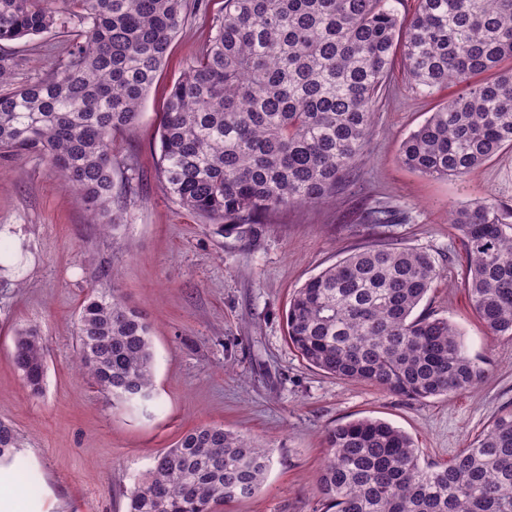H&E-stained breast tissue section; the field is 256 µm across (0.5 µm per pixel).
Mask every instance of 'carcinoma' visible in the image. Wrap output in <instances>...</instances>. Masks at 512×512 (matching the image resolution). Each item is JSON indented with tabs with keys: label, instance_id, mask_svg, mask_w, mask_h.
Wrapping results in <instances>:
<instances>
[{
	"label": "carcinoma",
	"instance_id": "1",
	"mask_svg": "<svg viewBox=\"0 0 512 512\" xmlns=\"http://www.w3.org/2000/svg\"><path fill=\"white\" fill-rule=\"evenodd\" d=\"M204 0H0V43L79 29L66 57L25 84L0 54V151L36 154L81 194L92 223L112 211V137L132 128L171 42ZM415 87L450 97L401 143L408 169L465 175L512 146V0H224L209 35L170 87L159 125L170 197L234 230L297 203H321L356 168L372 110L396 61ZM465 242L467 290L493 336H512V206L484 197L448 206ZM440 270L424 250L369 246L293 294L288 338L312 368L338 380L426 399L485 378L457 326L418 308ZM80 370L102 392L150 400L154 351L145 316L91 290L79 312ZM14 360L41 395L44 343L16 335ZM317 489L334 512H512V409L501 410L444 467L423 465L413 439L358 418L328 430ZM21 446L0 421V464ZM268 449L205 426L158 453L131 488L127 512H218L254 494Z\"/></svg>",
	"mask_w": 512,
	"mask_h": 512
}]
</instances>
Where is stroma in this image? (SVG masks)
<instances>
[{"instance_id":"stroma-1","label":"stroma","mask_w":512,"mask_h":512,"mask_svg":"<svg viewBox=\"0 0 512 512\" xmlns=\"http://www.w3.org/2000/svg\"><path fill=\"white\" fill-rule=\"evenodd\" d=\"M209 14L189 17L172 42L135 127L118 133L113 207L118 232L90 223L79 193L61 188L37 155L0 152V241L12 256L0 270V419L21 448L0 466L8 512H126L134 482L157 452L185 432L218 425L270 451L254 495L220 512H324L316 481L325 434L378 418L409 434L425 463H450L505 407H512V337L491 335L464 285L466 253L448 222L449 204L493 197L512 205V148L460 178L411 171L402 140L447 94L416 91L395 69L372 115L352 176L317 205H292L229 232L182 208L165 190L158 126L165 96L209 33ZM63 34L6 46L16 82L48 73L65 57ZM384 205L391 224L362 215ZM432 254L441 269L421 303L462 333L486 372L462 394L409 399L342 381L308 366L288 341L286 313L297 288L341 256L368 246ZM116 291L149 321L155 397L113 400L77 368L76 322L90 289ZM36 328L45 347L41 396H30L14 359L17 331Z\"/></svg>"}]
</instances>
